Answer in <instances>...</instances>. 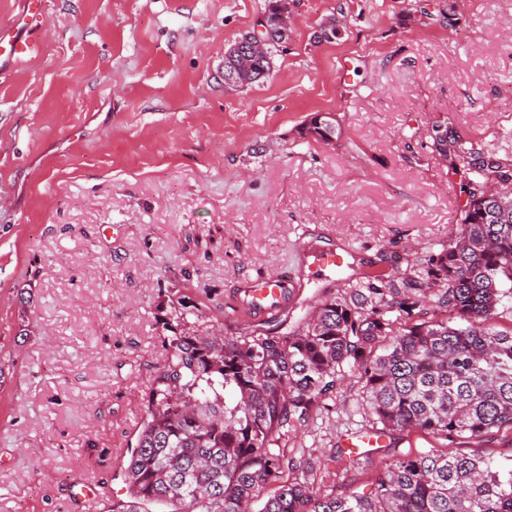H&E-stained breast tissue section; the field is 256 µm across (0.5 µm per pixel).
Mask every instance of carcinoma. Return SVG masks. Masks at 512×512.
<instances>
[{
	"label": "carcinoma",
	"instance_id": "carcinoma-1",
	"mask_svg": "<svg viewBox=\"0 0 512 512\" xmlns=\"http://www.w3.org/2000/svg\"><path fill=\"white\" fill-rule=\"evenodd\" d=\"M287 3L265 0L264 41L247 32L241 50L224 52L230 89L272 75L292 33L282 25ZM304 134L328 143L342 127L318 115ZM448 156L471 174L466 203L458 233L422 272L375 277L319 300L297 324L274 317L231 336L182 297L158 303L168 309V356L128 449L127 494L108 512H512V466L483 456L386 462L369 489L344 497L313 494L281 465L288 429L326 405L345 365L363 379L385 436L419 429L449 440L512 427V331L488 324L512 284V159L476 152L452 129Z\"/></svg>",
	"mask_w": 512,
	"mask_h": 512
}]
</instances>
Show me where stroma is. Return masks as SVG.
<instances>
[{"mask_svg": "<svg viewBox=\"0 0 512 512\" xmlns=\"http://www.w3.org/2000/svg\"><path fill=\"white\" fill-rule=\"evenodd\" d=\"M265 0H48L41 55L0 84V512H88L81 485L123 469L165 363L158 293L237 332L246 277L300 279L289 306L417 270L458 229L461 178L433 150L450 122L512 155V0H295L272 78L214 71ZM340 38L323 41L328 18ZM343 135L301 137L319 114ZM362 266L321 278L312 235ZM375 423L346 372L283 465L318 495L371 483L387 457L453 450L512 462V428L449 442L421 430L342 471ZM384 442L385 439H383L380 435H377L375 433H367L361 437H357V440H354L353 437H349L345 440V448H348V450H350L351 453L350 451H343L340 448V450L337 453V456L334 457V461L340 464V466L343 467V469L348 471L349 469L355 466V461L353 457L359 455L360 448H376L377 446H384Z\"/></svg>", "mask_w": 512, "mask_h": 512, "instance_id": "obj_1", "label": "stroma"}]
</instances>
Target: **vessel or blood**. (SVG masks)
<instances>
[{
  "mask_svg": "<svg viewBox=\"0 0 512 512\" xmlns=\"http://www.w3.org/2000/svg\"><path fill=\"white\" fill-rule=\"evenodd\" d=\"M46 0H22L12 28L0 30V78L11 73L14 62L40 55L42 43L32 38V31L44 27ZM29 30L28 38L18 37L17 28ZM307 251L318 271L332 272L342 267L344 257L335 249L308 242ZM290 278L288 274L245 279L235 295L237 311L249 320H266L281 314L288 306Z\"/></svg>",
  "mask_w": 512,
  "mask_h": 512,
  "instance_id": "1",
  "label": "vessel or blood"
}]
</instances>
